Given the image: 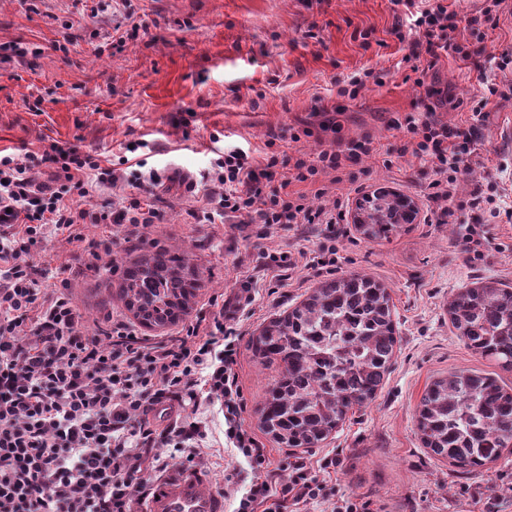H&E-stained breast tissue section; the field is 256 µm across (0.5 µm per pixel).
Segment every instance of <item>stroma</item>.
I'll return each mask as SVG.
<instances>
[{"mask_svg":"<svg viewBox=\"0 0 512 512\" xmlns=\"http://www.w3.org/2000/svg\"><path fill=\"white\" fill-rule=\"evenodd\" d=\"M447 3L454 15L449 37L468 45L469 58L426 55L411 65L404 61L409 22L392 0H0V45L19 42L28 50L23 59L0 62V152L35 162L52 142L75 144L118 169L121 179L73 196L74 207L116 210L146 192L164 213L132 244L118 224L83 225L85 240L74 244L47 232L34 263L57 285L72 266L92 261L86 243L107 235L120 260H135L157 244L183 252L206 286L180 323L143 327L118 298L119 272L102 261L75 283L73 301L86 326L110 318L150 343L180 335L184 325L219 308L233 313L241 336L235 367L241 422L268 458L273 481H286L300 463L318 476L323 491L308 512H331L344 494L369 501L371 512H512V501L496 497L498 485L512 483V455L463 473L423 448L415 423L435 379L491 369L452 328V295L482 280L512 285V223L480 211L466 213L461 224L431 223L424 164L387 155L406 134L394 120L429 111L453 128L484 106L488 117L480 142L464 157L459 189L494 178L503 207L512 209V68L496 66L503 52H512V14H501L479 41L468 21L483 0ZM367 68L381 85L367 84L353 99L337 95V79ZM491 84L499 95L488 96ZM364 137L377 152L351 165L354 180L320 178L323 204H344L335 265L308 257L327 236L325 225H275L261 239L256 226L239 219L209 224L196 217L225 146H239L259 162L271 148L311 158ZM380 187L411 197L418 216L389 239L370 241L353 215L358 201ZM475 221L491 238L479 255L458 246ZM283 253L295 256L294 268L274 265ZM356 272L390 292L399 322L395 362L375 400L350 410L319 447H279L262 431L257 409L280 369L261 365L248 341L319 281ZM149 420L160 431L198 423L203 454L191 458L177 448L144 454L200 469L207 490L223 495L224 512H235L252 468L225 441L223 402L178 406Z\"/></svg>","mask_w":512,"mask_h":512,"instance_id":"35a3bbf8","label":"stroma"}]
</instances>
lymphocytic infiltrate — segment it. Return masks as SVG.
<instances>
[{"instance_id": "1", "label": "lymphocytic infiltrate", "mask_w": 512, "mask_h": 512, "mask_svg": "<svg viewBox=\"0 0 512 512\" xmlns=\"http://www.w3.org/2000/svg\"><path fill=\"white\" fill-rule=\"evenodd\" d=\"M426 42H414L410 57L441 51L463 54L448 41V8L443 0H396ZM410 135L397 149L431 163L428 195L436 221L457 223L467 209L491 217L501 211L499 186L485 180L468 197L458 194L462 163L459 146L448 141V127L431 118L406 116ZM372 140L347 150H323L314 160L296 156L278 189L266 190L277 156L257 167L238 147L225 149L207 194L216 215L247 224H323L344 217L341 202L314 208L292 183L316 184L321 174L345 172L348 163L374 153ZM52 168L51 182L35 180V166L0 155V512H130L133 491L142 487L164 460H146V448L189 447L201 442L196 423L170 431L152 428L148 415L172 401L200 406L202 399L224 403L225 435L252 466L253 479L236 512H257L272 497L296 505L313 503L322 486L299 471L273 488L266 459L240 421L243 403L234 367L239 338L223 314L196 321L185 335L149 344L120 322L89 329L66 289H48L31 255L47 230L82 241L80 224L139 227L161 219L153 202L130 199L120 211L98 212L69 205L87 195V176L113 186L117 170L69 143L52 144L40 164Z\"/></svg>"}]
</instances>
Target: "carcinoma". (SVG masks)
<instances>
[{"label":"carcinoma","mask_w":512,"mask_h":512,"mask_svg":"<svg viewBox=\"0 0 512 512\" xmlns=\"http://www.w3.org/2000/svg\"><path fill=\"white\" fill-rule=\"evenodd\" d=\"M359 225L371 240H384L413 223L405 196L380 190L359 203ZM186 256L161 247L122 264L120 296L149 328L187 313L202 287L185 273ZM448 314L468 349L512 372V288L496 281L462 288ZM390 296L361 274L332 278L251 340L261 364H276L278 378L260 408L263 431L282 448H314L353 406L372 401L395 355ZM417 429L429 453L472 472L512 453V391L496 373L458 370L426 389L416 411Z\"/></svg>","instance_id":"1"}]
</instances>
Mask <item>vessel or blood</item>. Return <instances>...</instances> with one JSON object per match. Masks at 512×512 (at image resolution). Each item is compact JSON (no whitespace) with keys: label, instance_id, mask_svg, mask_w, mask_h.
<instances>
[{"label":"vessel or blood","instance_id":"b4317fda","mask_svg":"<svg viewBox=\"0 0 512 512\" xmlns=\"http://www.w3.org/2000/svg\"><path fill=\"white\" fill-rule=\"evenodd\" d=\"M207 477L200 470L176 467L161 476L147 512H224V498L204 490Z\"/></svg>","mask_w":512,"mask_h":512}]
</instances>
